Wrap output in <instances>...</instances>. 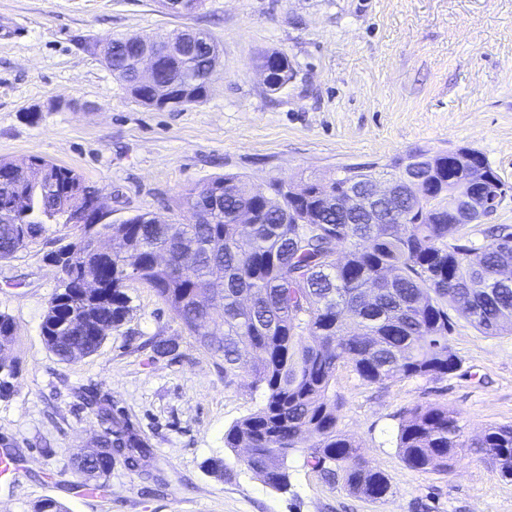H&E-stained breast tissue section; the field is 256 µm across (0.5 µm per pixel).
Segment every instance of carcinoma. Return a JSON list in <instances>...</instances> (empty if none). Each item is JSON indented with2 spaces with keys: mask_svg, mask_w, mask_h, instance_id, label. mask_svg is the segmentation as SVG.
I'll return each instance as SVG.
<instances>
[{
  "mask_svg": "<svg viewBox=\"0 0 512 512\" xmlns=\"http://www.w3.org/2000/svg\"><path fill=\"white\" fill-rule=\"evenodd\" d=\"M203 37L193 51L162 55L159 86L141 84L134 59L148 36L110 38L105 65L131 97L144 105L180 108L202 102L220 66L216 45L199 29L174 31L166 42L181 45ZM261 65L273 72L276 88L288 81V56L273 52ZM474 167L448 164V153L428 157L416 179L403 185L393 217L369 224L337 207L336 195L354 184L367 187L386 172L346 166L329 181L310 177L307 197L285 192L277 180L266 193L237 174L212 178L187 193V216L159 222L147 214L118 224H71L86 204L85 182L73 169L33 157L21 170L0 160V260L39 239L47 257L62 262L61 290L54 293L41 335L63 363L94 354L106 335L126 320V283L153 289L184 328L224 360V378L249 375L262 402L224 433V447L245 451L241 460L268 487L289 485L288 455L328 473L343 472L345 484L373 500L391 491L385 474L358 453L338 429L336 371L348 364L368 384L385 385L451 375L461 361L451 344L448 307L481 333L512 331V228L496 227L483 244L464 245L457 223ZM257 224L242 239L238 214ZM66 234L45 237L51 226ZM223 330H208L215 311ZM15 341L12 318L0 313V396L10 394L16 374L3 353ZM85 404L103 426L97 473L76 463L89 492L112 468V452L129 464L148 444L89 389ZM126 434H120V430ZM479 448L499 476L512 480V425L487 427L467 443L454 412L429 404L408 411L398 427L397 448L414 470H446L458 449Z\"/></svg>",
  "mask_w": 512,
  "mask_h": 512,
  "instance_id": "cac0c4a2",
  "label": "carcinoma"
}]
</instances>
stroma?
<instances>
[{"label": "stroma", "mask_w": 512, "mask_h": 512, "mask_svg": "<svg viewBox=\"0 0 512 512\" xmlns=\"http://www.w3.org/2000/svg\"><path fill=\"white\" fill-rule=\"evenodd\" d=\"M205 30L220 67L205 99L179 111L134 101L103 62L108 38ZM285 53L287 83L269 90L261 56ZM482 153L512 184V0H203L194 13L160 0H0V159L39 156L99 189L112 222L174 220L188 188L228 173L259 190L272 179L335 178L418 150ZM37 243L0 261V312L13 319L17 376L0 397V452L25 462L0 484V512H32L51 497L69 512H512V481L461 450L445 471H418L396 448L405 411L443 404L464 438L512 424V333L456 319L460 369L442 380L363 383L336 374L338 426L392 486L374 501L340 476L288 458L280 492L224 446V433L261 396L131 280L130 313L93 355L62 363L41 323L61 273ZM172 345L156 355L152 340ZM92 386L148 442L137 466L113 454L86 492L74 465L95 446L97 417L77 397ZM224 462L213 473L212 459Z\"/></svg>", "instance_id": "obj_1"}]
</instances>
